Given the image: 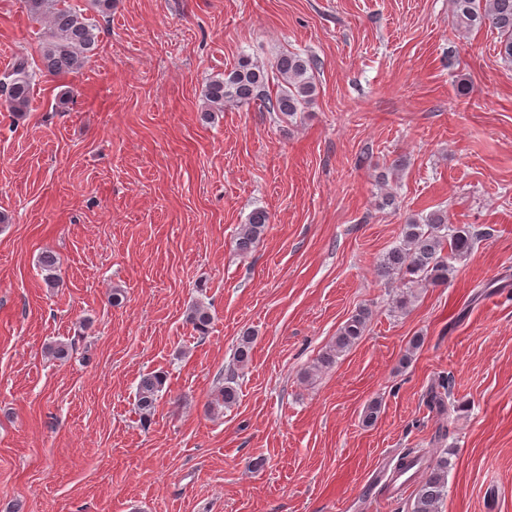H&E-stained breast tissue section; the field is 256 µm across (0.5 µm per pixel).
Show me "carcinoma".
Segmentation results:
<instances>
[{"instance_id":"obj_1","label":"carcinoma","mask_w":512,"mask_h":512,"mask_svg":"<svg viewBox=\"0 0 512 512\" xmlns=\"http://www.w3.org/2000/svg\"><path fill=\"white\" fill-rule=\"evenodd\" d=\"M30 17L48 23V35L40 53V71L50 75H65L82 70L98 43V26L92 19L67 4V0H25ZM457 24L465 30L488 26L499 37V55L504 64L512 66V0H451ZM318 61L298 52H281L272 66L277 90L270 91V76L264 67L247 56L238 59L234 67L221 77L208 79L202 89L207 109L205 115L224 111V104L235 106L259 102L269 112L285 117L302 111L312 101L316 86L313 82ZM35 71L28 56L15 57L10 70L0 79V91L9 111L18 115L28 111L33 94ZM270 223L269 213L254 210L248 222L241 226L236 238L237 249L250 251L260 241ZM480 238L471 225H449L448 211L437 209L426 216H411L403 224L402 242L393 247L379 265L383 276L398 275L410 284L441 286L448 283L453 267L448 257L461 258L470 254ZM40 267L51 287L57 285V258L52 252L40 257ZM370 312L360 309L337 330L336 338L317 359L314 370L331 367L336 357L355 345L364 335ZM188 320L199 336L209 333L213 317L203 305H194ZM166 376L155 372L144 376L138 387V403L145 416L154 412L158 393ZM238 399L233 379L227 378L218 390L217 403L230 408ZM418 466V483L412 512H440L446 492L450 461L445 455L434 458L406 454L398 461L402 469Z\"/></svg>"}]
</instances>
